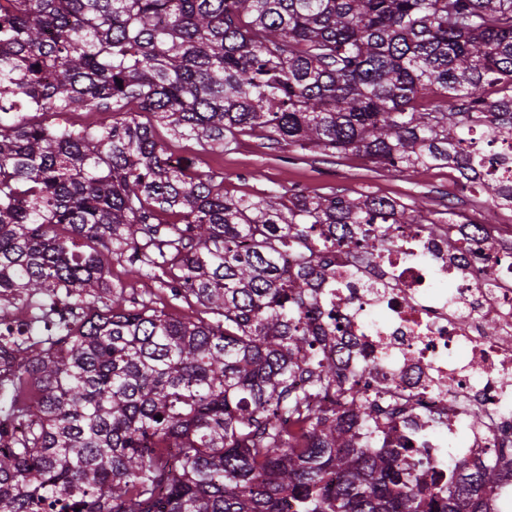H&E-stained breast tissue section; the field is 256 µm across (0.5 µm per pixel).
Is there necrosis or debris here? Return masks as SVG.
<instances>
[{
  "label": "necrosis or debris",
  "instance_id": "4bbe7bcc",
  "mask_svg": "<svg viewBox=\"0 0 512 512\" xmlns=\"http://www.w3.org/2000/svg\"><path fill=\"white\" fill-rule=\"evenodd\" d=\"M467 233L464 224H404L401 246L372 261L338 253L341 286L328 297L341 325V378L407 399L384 441L425 449L420 473L436 483L458 462L512 457V240L488 224L477 248L449 250ZM489 323L501 336H485Z\"/></svg>",
  "mask_w": 512,
  "mask_h": 512
}]
</instances>
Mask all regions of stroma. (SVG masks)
I'll return each mask as SVG.
<instances>
[{
  "mask_svg": "<svg viewBox=\"0 0 512 512\" xmlns=\"http://www.w3.org/2000/svg\"><path fill=\"white\" fill-rule=\"evenodd\" d=\"M157 134L169 154L191 159L198 169L223 177L224 192L231 197L254 198L301 185L312 195L363 193L407 204L422 201L442 220L453 212L470 221L488 216L493 223L512 226L511 209L492 208L479 185L451 184L444 166L398 171L352 153L331 157L248 136L200 152L192 143L173 138L166 128H158Z\"/></svg>",
  "mask_w": 512,
  "mask_h": 512,
  "instance_id": "35a3bbf8",
  "label": "stroma"
}]
</instances>
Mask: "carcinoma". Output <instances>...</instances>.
Instances as JSON below:
<instances>
[{
    "instance_id": "cac0c4a2",
    "label": "carcinoma",
    "mask_w": 512,
    "mask_h": 512,
    "mask_svg": "<svg viewBox=\"0 0 512 512\" xmlns=\"http://www.w3.org/2000/svg\"><path fill=\"white\" fill-rule=\"evenodd\" d=\"M81 110L112 123L46 119ZM160 125L446 165L511 205L512 157L489 181L472 139H512V0H0V512H486L499 469L426 488L324 354L336 247L435 215L228 197ZM122 258L198 316L112 282ZM336 394L347 420L307 405Z\"/></svg>"
}]
</instances>
